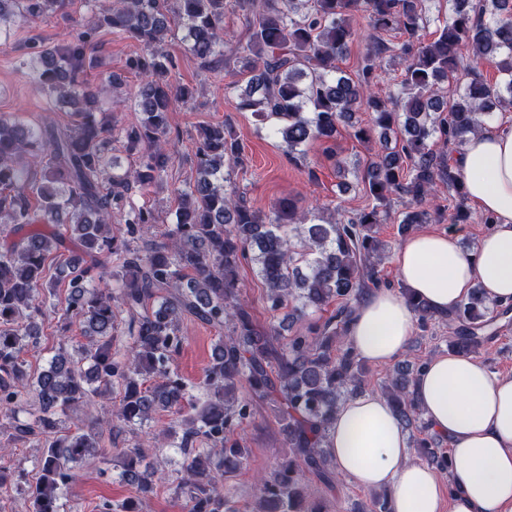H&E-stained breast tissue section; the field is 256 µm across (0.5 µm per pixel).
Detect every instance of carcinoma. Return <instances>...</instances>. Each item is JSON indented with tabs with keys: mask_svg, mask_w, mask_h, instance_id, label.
Returning a JSON list of instances; mask_svg holds the SVG:
<instances>
[{
	"mask_svg": "<svg viewBox=\"0 0 512 512\" xmlns=\"http://www.w3.org/2000/svg\"><path fill=\"white\" fill-rule=\"evenodd\" d=\"M429 0H235L248 39L240 72L247 76L237 107L276 122L273 133L288 159L298 161L313 140L331 143L339 123L356 108L373 114L381 151L364 167L372 205L354 216L307 224L288 200L270 212L254 209L246 193L231 184L224 167L240 161L230 124L202 130L195 153L196 178L179 192L177 222L152 235L155 216L134 202L135 192L163 182L170 158L165 144L173 100L194 97L188 86L172 88V62L161 43L177 24L189 50L205 64L221 54L227 0H117L94 12V26L139 42L143 54L130 68L141 76L136 125L116 130L97 111L98 92L86 86L89 33L57 49L18 60L34 72L38 92L68 113L63 126H30L0 115V417L7 420V448L36 442L46 451L41 475L28 489L33 512H65L66 490L81 475L77 464L102 447L104 433L133 434L159 410L175 416L154 437L155 450L177 448L183 475L176 489L187 512H231L233 488L224 478L248 457L243 437H234L249 417L245 390L257 399L280 398V433L294 458L259 478L256 512H331L307 475L330 487L336 473L329 432L336 412L361 389L362 358L347 343L346 330L369 285H378L377 266L388 244L377 225L393 198L404 199V234L417 224L441 221L430 211L439 187L458 199L452 216L469 214L461 175L435 146L464 145L485 129L495 108L512 109V0H451L452 15L438 36L423 41L419 31ZM66 0H0V46L15 22L64 8ZM361 13L377 32L397 30L396 48L376 39L357 76L339 67L355 36ZM472 55L452 99L442 85L461 71L462 51ZM406 62L404 78L385 97L373 91L387 53ZM484 61L495 64L501 81L489 85L476 74ZM399 146L389 147L390 137ZM123 141L126 159L113 153ZM124 217L125 234L112 233V214ZM71 241L80 254L58 253ZM249 260L265 288L270 311L284 318L324 312L305 332L276 344L283 322L257 328L242 295L238 271ZM68 278L59 320V344L46 370L33 374L24 358L38 342L56 295L47 275L53 264ZM406 303L421 326L436 313L413 294ZM498 304L474 288L453 315L459 321L452 352L468 356L484 341L487 315ZM191 317L227 331L219 337L205 371V400L171 368L184 342L180 322ZM78 324L85 343L72 352L68 331ZM126 341V352L115 345ZM422 367L415 357L397 365L382 395L403 425L422 412L410 386ZM157 378L151 386L147 377ZM118 394L112 419L85 430H63L77 405ZM429 426L416 442L420 455L448 472V455L433 447ZM119 477L141 494L153 492L163 473L143 464L138 443L118 449Z\"/></svg>",
	"mask_w": 512,
	"mask_h": 512,
	"instance_id": "cac0c4a2",
	"label": "carcinoma"
}]
</instances>
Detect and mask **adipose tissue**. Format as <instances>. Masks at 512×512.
Masks as SVG:
<instances>
[{
  "label": "adipose tissue",
  "instance_id": "ef3b65f1",
  "mask_svg": "<svg viewBox=\"0 0 512 512\" xmlns=\"http://www.w3.org/2000/svg\"><path fill=\"white\" fill-rule=\"evenodd\" d=\"M468 198L492 222L475 252L444 233L408 237L393 256L401 290L367 293L347 331L374 364L403 355L414 330L405 296L452 312L473 285L488 300L512 303V125L471 137L458 156ZM412 393L430 429L447 440L448 482L410 455L406 432L389 403L362 394L341 406L330 428L337 470L357 485L382 490L389 512H512V377L496 376L472 356L437 355Z\"/></svg>",
  "mask_w": 512,
  "mask_h": 512
}]
</instances>
